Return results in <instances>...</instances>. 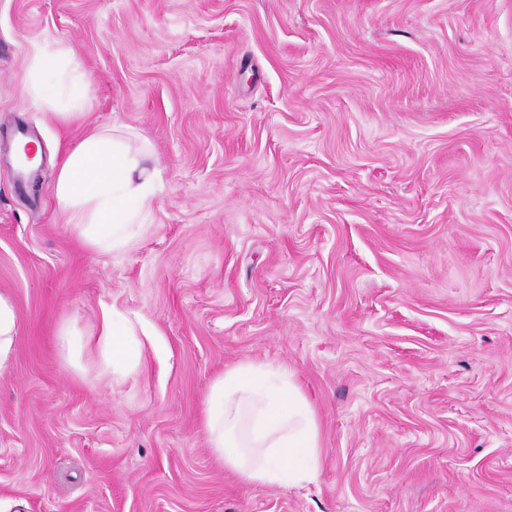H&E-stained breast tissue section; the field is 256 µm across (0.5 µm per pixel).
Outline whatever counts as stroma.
Wrapping results in <instances>:
<instances>
[{
    "instance_id": "35a3bbf8",
    "label": "stroma",
    "mask_w": 512,
    "mask_h": 512,
    "mask_svg": "<svg viewBox=\"0 0 512 512\" xmlns=\"http://www.w3.org/2000/svg\"><path fill=\"white\" fill-rule=\"evenodd\" d=\"M37 44L90 79L81 121L34 101ZM95 127L161 174L112 253L52 194ZM0 293V512H512V0H0ZM107 309L123 376L59 340ZM245 363L312 402V482L215 459ZM17 329L14 305L8 296L0 293V369L14 352ZM104 350L103 371L122 373L133 368L140 358V347L130 336L124 317L111 310L102 315L100 334Z\"/></svg>"
}]
</instances>
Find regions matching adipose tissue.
<instances>
[{
	"label": "adipose tissue",
	"mask_w": 512,
	"mask_h": 512,
	"mask_svg": "<svg viewBox=\"0 0 512 512\" xmlns=\"http://www.w3.org/2000/svg\"><path fill=\"white\" fill-rule=\"evenodd\" d=\"M159 172L129 154L103 128L83 138L61 165L53 191L69 229L91 248L129 247L149 208ZM104 371L122 373L140 358L124 317L102 315ZM210 446L226 469L245 483L300 486L321 464L315 410L284 368L240 364L217 378L206 398Z\"/></svg>",
	"instance_id": "1"
}]
</instances>
